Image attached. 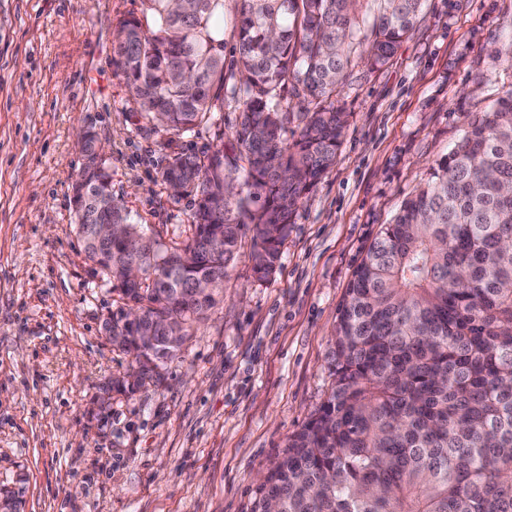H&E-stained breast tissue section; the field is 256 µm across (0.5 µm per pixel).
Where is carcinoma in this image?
Here are the masks:
<instances>
[{"label": "carcinoma", "instance_id": "obj_1", "mask_svg": "<svg viewBox=\"0 0 512 512\" xmlns=\"http://www.w3.org/2000/svg\"><path fill=\"white\" fill-rule=\"evenodd\" d=\"M225 2L142 0L113 46L136 111L167 133L193 132L226 95L238 104L232 155L219 129L160 170L194 202L192 235L136 252L137 225L107 207L111 174L84 170L72 187L77 235L123 300L106 328L139 383L179 357L244 231L258 280L276 272L296 209L335 164L348 125L336 96L357 63L384 69L425 17L424 0H236L230 84ZM111 219L127 229L95 241ZM203 282L212 292L198 293ZM334 337L331 391L251 512H512V90L469 115L427 186L383 225ZM229 9L225 14L224 26V72L227 77L237 72L238 53L237 47V31L235 28V0H227Z\"/></svg>", "mask_w": 512, "mask_h": 512}]
</instances>
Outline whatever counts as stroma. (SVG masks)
Listing matches in <instances>:
<instances>
[{"mask_svg":"<svg viewBox=\"0 0 512 512\" xmlns=\"http://www.w3.org/2000/svg\"><path fill=\"white\" fill-rule=\"evenodd\" d=\"M141 0H0V489L21 512H251L289 437L326 399L334 328L353 271L383 224L423 187L467 115L512 89V0H427L426 19L338 97L349 114L334 166L300 204L280 266L252 270L243 236L224 293L180 356L134 392L103 325L120 306L74 226L76 132L95 127L112 199L169 246L192 204L159 176L180 139L135 114L112 63L115 29ZM483 83H476V76Z\"/></svg>","mask_w":512,"mask_h":512,"instance_id":"1","label":"stroma"}]
</instances>
